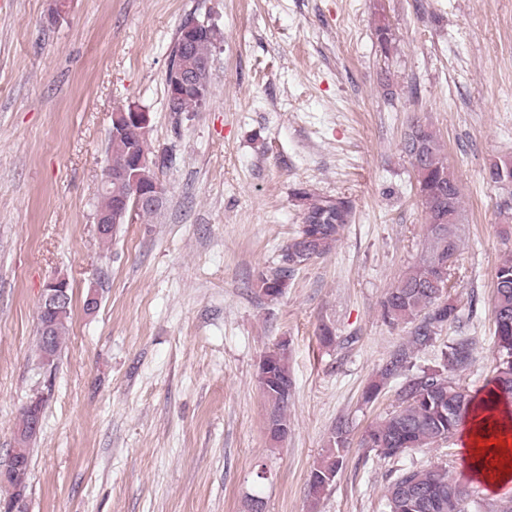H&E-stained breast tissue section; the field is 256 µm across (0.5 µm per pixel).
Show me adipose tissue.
Wrapping results in <instances>:
<instances>
[{
  "instance_id": "adipose-tissue-1",
  "label": "adipose tissue",
  "mask_w": 512,
  "mask_h": 512,
  "mask_svg": "<svg viewBox=\"0 0 512 512\" xmlns=\"http://www.w3.org/2000/svg\"><path fill=\"white\" fill-rule=\"evenodd\" d=\"M463 452L482 469L481 479L500 488L512 483V407L475 402L462 431Z\"/></svg>"
}]
</instances>
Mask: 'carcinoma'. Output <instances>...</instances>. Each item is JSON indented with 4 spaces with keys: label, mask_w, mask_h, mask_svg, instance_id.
Masks as SVG:
<instances>
[{
    "label": "carcinoma",
    "mask_w": 512,
    "mask_h": 512,
    "mask_svg": "<svg viewBox=\"0 0 512 512\" xmlns=\"http://www.w3.org/2000/svg\"><path fill=\"white\" fill-rule=\"evenodd\" d=\"M219 30L209 24L197 31L191 51H182L175 37L167 69L191 70L200 60L210 58V50L220 40ZM403 149L416 175V194L426 215L427 228L419 259L409 266L388 290L382 301L383 319L393 327H409V347L395 351L381 367L378 380L366 392L373 399L389 379L408 370L412 350L433 343L445 326L459 321V311L450 298L439 267L452 269L461 255L464 239L463 208L457 180L448 166L437 131L421 116L410 120L403 137ZM151 155L148 140L128 130L109 142L112 170L123 168L130 153ZM487 173L496 175L495 184L508 191V198L497 205V214H512V157L491 162ZM129 192L126 183L113 181L99 194L97 209L112 206V199ZM302 201L301 224L297 234L280 250L276 262L257 277L258 290L270 299L281 296L295 273L309 262L332 251L344 227L351 223L353 205L344 196H323L308 189L298 192ZM70 313L54 318L51 344L37 336V352L50 355L55 364L68 330ZM494 334L497 357L491 383L512 404V259L497 268L494 281ZM289 343L280 341L265 352L259 365V383L268 404V439L277 444L291 432L288 399L293 380L288 368ZM471 359V343L458 340L448 344L439 366L412 376L399 388V405L371 427L363 444L379 455L397 459L416 448H430L459 432L473 403L468 388L457 373ZM350 426L340 421L331 432L326 453L311 470L310 486L318 491L334 481L343 465V452L349 447ZM388 512H512V505L494 510L483 499L468 500V494L454 480L447 467L398 469L385 491Z\"/></svg>",
    "instance_id": "carcinoma-1"
}]
</instances>
